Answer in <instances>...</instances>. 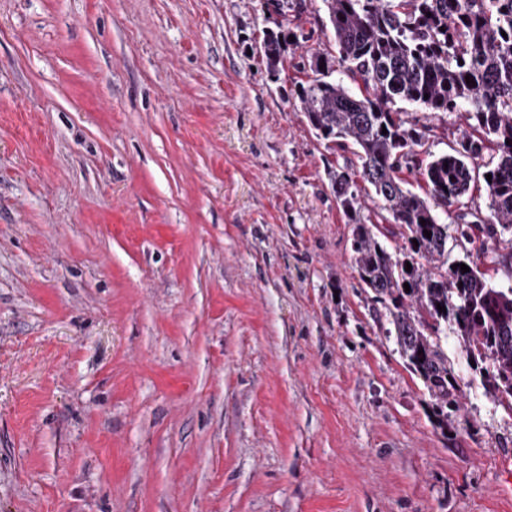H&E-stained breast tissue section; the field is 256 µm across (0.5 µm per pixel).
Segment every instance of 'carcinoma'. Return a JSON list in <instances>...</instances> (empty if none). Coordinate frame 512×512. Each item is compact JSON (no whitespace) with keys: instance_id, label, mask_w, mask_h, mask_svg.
<instances>
[{"instance_id":"cac0c4a2","label":"carcinoma","mask_w":512,"mask_h":512,"mask_svg":"<svg viewBox=\"0 0 512 512\" xmlns=\"http://www.w3.org/2000/svg\"><path fill=\"white\" fill-rule=\"evenodd\" d=\"M322 3L329 46L307 59L311 76L296 99L317 137L354 147L360 160L356 170L327 168L337 203L355 225L359 279L383 305L387 334L432 397L440 427H448L457 404L458 382L442 346L450 334L485 394L512 411V287H497L471 260L448 261V224L441 217L466 205L481 168L492 175L483 180L489 213L461 225V235L484 246L512 234V0ZM300 30L281 23L263 29L273 79ZM402 103L463 111L468 130L451 152L422 159L426 132L404 118ZM410 166L425 183L421 194L400 177ZM363 188L377 198L384 220L399 228L404 246L388 250L374 232L378 225L362 222Z\"/></svg>"}]
</instances>
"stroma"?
I'll return each mask as SVG.
<instances>
[{
  "label": "stroma",
  "instance_id": "35a3bbf8",
  "mask_svg": "<svg viewBox=\"0 0 512 512\" xmlns=\"http://www.w3.org/2000/svg\"><path fill=\"white\" fill-rule=\"evenodd\" d=\"M305 5L274 79L265 0H0V512H512V412L452 336L437 427L354 267Z\"/></svg>",
  "mask_w": 512,
  "mask_h": 512
}]
</instances>
